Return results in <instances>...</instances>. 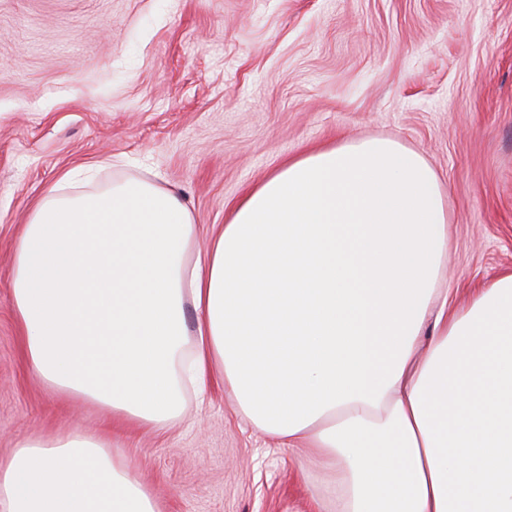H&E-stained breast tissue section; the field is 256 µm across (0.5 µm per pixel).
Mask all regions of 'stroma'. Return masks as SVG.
<instances>
[{
	"instance_id": "35a3bbf8",
	"label": "stroma",
	"mask_w": 512,
	"mask_h": 512,
	"mask_svg": "<svg viewBox=\"0 0 512 512\" xmlns=\"http://www.w3.org/2000/svg\"><path fill=\"white\" fill-rule=\"evenodd\" d=\"M420 153L447 195L448 301L512 268V0H0V458L30 435L110 433L161 512H313L302 448L214 383L162 427L113 425L22 357L12 255L46 191L137 162L202 234L285 157L339 137Z\"/></svg>"
}]
</instances>
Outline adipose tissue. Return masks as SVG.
I'll return each mask as SVG.
<instances>
[{
	"mask_svg": "<svg viewBox=\"0 0 512 512\" xmlns=\"http://www.w3.org/2000/svg\"><path fill=\"white\" fill-rule=\"evenodd\" d=\"M73 183L43 197L13 257L11 308L45 384L160 427L221 381L244 421L311 449L315 512H512V270L438 303L448 201L422 155L388 138L307 149L205 240L155 180ZM0 512L159 509L111 438L73 432L0 459Z\"/></svg>",
	"mask_w": 512,
	"mask_h": 512,
	"instance_id": "adipose-tissue-1",
	"label": "adipose tissue"
}]
</instances>
